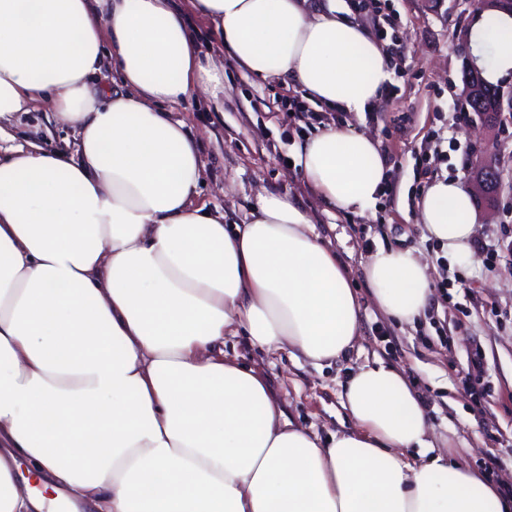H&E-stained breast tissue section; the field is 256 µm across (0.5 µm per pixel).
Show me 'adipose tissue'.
<instances>
[{"instance_id": "adipose-tissue-1", "label": "adipose tissue", "mask_w": 512, "mask_h": 512, "mask_svg": "<svg viewBox=\"0 0 512 512\" xmlns=\"http://www.w3.org/2000/svg\"><path fill=\"white\" fill-rule=\"evenodd\" d=\"M220 50L342 112L389 76L336 0H192ZM488 83L512 75V14L477 11L462 45ZM119 90L97 84L104 65ZM224 66L170 0H0V124L46 106L74 152L0 153V512H512L478 469L431 454L417 392L377 361L347 381L353 429L287 419L225 335L320 368L360 333V305L311 216L259 196L249 223L200 202L199 139L168 105L218 102ZM332 208L365 214L387 169L370 135L328 126L299 150ZM429 239L472 255L462 177L418 203ZM365 275L383 312L424 313L429 266L381 248Z\"/></svg>"}]
</instances>
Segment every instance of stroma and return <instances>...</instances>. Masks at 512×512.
Here are the masks:
<instances>
[{
	"label": "stroma",
	"instance_id": "obj_1",
	"mask_svg": "<svg viewBox=\"0 0 512 512\" xmlns=\"http://www.w3.org/2000/svg\"><path fill=\"white\" fill-rule=\"evenodd\" d=\"M394 19L390 79L367 112H337L308 99L288 79L254 77L224 59V102L188 101L173 116L203 132L201 201L228 224H245L261 194H287L311 215L317 232L346 268L361 310L360 340L322 369L286 351L266 353L244 336L224 339V352L263 372L294 423L320 438L350 428L343 384L363 365L399 368L427 407L431 440L456 461L512 486V125L482 127L463 105L462 49L472 9L463 0H380ZM373 136L386 159L387 186L363 215L327 205L295 166L306 137L327 124ZM37 141L49 149L74 143L73 130L23 112L0 126V147ZM500 149L504 183L495 208H480L476 240L502 243L495 267L474 250L457 263L428 240L416 202L428 183L470 175L476 146ZM414 249L429 266L434 289L412 324L385 315L373 300L364 265L378 247Z\"/></svg>",
	"mask_w": 512,
	"mask_h": 512
}]
</instances>
